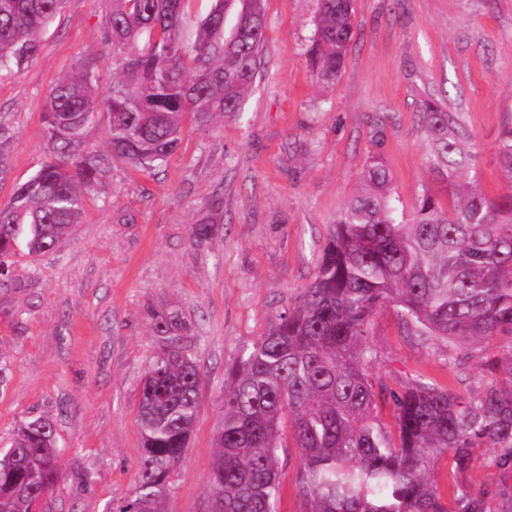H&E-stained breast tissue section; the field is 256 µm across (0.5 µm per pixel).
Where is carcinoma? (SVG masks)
Wrapping results in <instances>:
<instances>
[{"mask_svg": "<svg viewBox=\"0 0 512 512\" xmlns=\"http://www.w3.org/2000/svg\"><path fill=\"white\" fill-rule=\"evenodd\" d=\"M191 0H108L104 40L118 62L107 97L93 96L95 61L81 60L49 90L43 135L50 160L0 208V287L19 257H38L70 239L84 199L109 159L152 171L180 147L185 127L209 130L240 115L260 65L264 0H214L186 28ZM309 64L315 81L336 84L354 37L353 0H317ZM63 0H0V74L19 71L39 50V32ZM234 24L225 30V20ZM108 118L111 158L88 152L83 128ZM431 177L451 205L423 190L409 213L393 176L373 154L336 214L314 279L294 307L225 373L224 419L213 439L211 512H277L282 431L298 452L295 491L303 512H512L496 508L458 477L477 450L493 448L512 468V128L500 142L504 189L485 193L473 137L458 112L421 101ZM398 312L410 336L486 351L508 340L504 359L486 362L509 379L465 401L453 387L415 382L399 392L375 383L367 336L376 311ZM179 317L156 323L162 348L142 379L137 478L110 512H163L170 475L188 447L201 373L171 335ZM390 396L394 426L374 414ZM448 458L449 496L432 469ZM54 421L21 423L0 448V512H39L60 478Z\"/></svg>", "mask_w": 512, "mask_h": 512, "instance_id": "1", "label": "carcinoma"}]
</instances>
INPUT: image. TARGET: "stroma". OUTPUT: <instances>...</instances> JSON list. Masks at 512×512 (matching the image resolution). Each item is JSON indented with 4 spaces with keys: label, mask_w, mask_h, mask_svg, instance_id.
<instances>
[{
    "label": "stroma",
    "mask_w": 512,
    "mask_h": 512,
    "mask_svg": "<svg viewBox=\"0 0 512 512\" xmlns=\"http://www.w3.org/2000/svg\"><path fill=\"white\" fill-rule=\"evenodd\" d=\"M255 87L239 118L187 129L167 162L141 172L112 162L85 200L73 237L38 260L20 259L0 289V448L39 415L57 429L61 478L51 512H106L134 487L142 378L160 347L155 319L176 314L181 345L202 381L193 434L171 474L164 512H210L213 438L224 374L315 276L336 213L371 152L393 174L398 205L445 185L427 171L424 98L461 113L485 192L498 195L501 135L512 127V0H354L355 42L336 84L312 77L307 50L317 0H265ZM104 0H66L21 71L0 76V206L48 153L42 115L54 80L78 59L97 63L106 95L115 62L104 41ZM213 237L194 244L201 218ZM371 373L388 388L453 386L473 399L492 375L480 352L404 335L393 307L372 319ZM280 449L278 512H300L292 437ZM501 497L512 471L482 452L465 477Z\"/></svg>",
    "instance_id": "stroma-1"
}]
</instances>
